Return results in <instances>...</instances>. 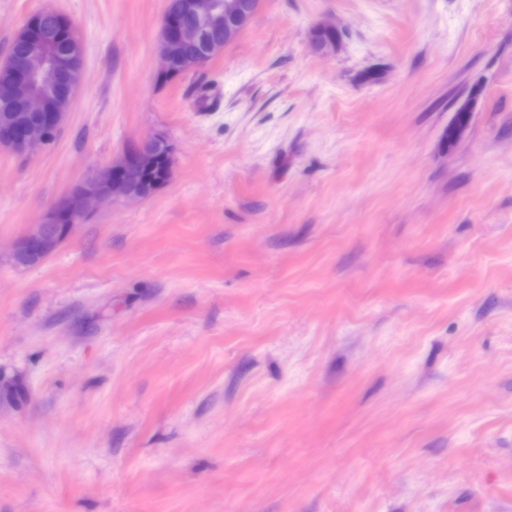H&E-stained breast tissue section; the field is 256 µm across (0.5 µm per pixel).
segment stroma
<instances>
[{
	"label": "stroma",
	"mask_w": 512,
	"mask_h": 512,
	"mask_svg": "<svg viewBox=\"0 0 512 512\" xmlns=\"http://www.w3.org/2000/svg\"><path fill=\"white\" fill-rule=\"evenodd\" d=\"M166 6L0 0V61L47 9L84 51L0 150V512H512V0H260L163 84ZM154 134L164 187L13 265Z\"/></svg>",
	"instance_id": "35a3bbf8"
}]
</instances>
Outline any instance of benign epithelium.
I'll use <instances>...</instances> for the list:
<instances>
[{
	"label": "benign epithelium",
	"mask_w": 512,
	"mask_h": 512,
	"mask_svg": "<svg viewBox=\"0 0 512 512\" xmlns=\"http://www.w3.org/2000/svg\"><path fill=\"white\" fill-rule=\"evenodd\" d=\"M259 4L260 0H186L190 22L164 15L159 36L160 79L169 82L205 69L242 34ZM221 28L223 44L194 58L179 59L174 55V49L198 41L202 32ZM18 36L25 51L12 60V80L0 82V100L19 102L21 112L0 123V149L27 156L48 144L66 124L78 91L83 55L61 50L39 32L30 34L23 28ZM160 151L165 152L167 167H172L173 146L164 136L155 135L141 141L112 166L91 172L58 198L39 223L15 242L11 259L28 267L38 265L57 251L88 218L91 209L153 196L164 182L139 186L127 178L126 172L151 168Z\"/></svg>",
	"instance_id": "obj_1"
}]
</instances>
